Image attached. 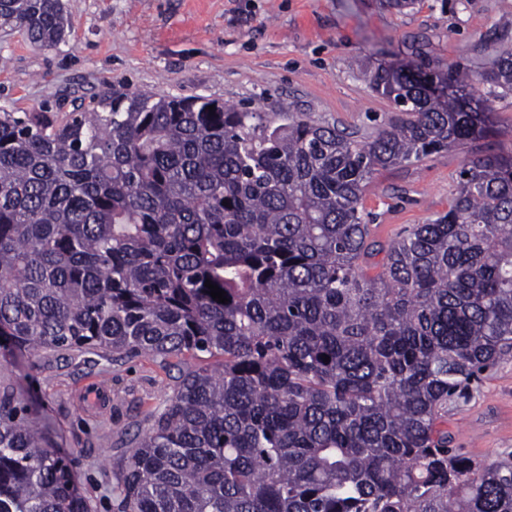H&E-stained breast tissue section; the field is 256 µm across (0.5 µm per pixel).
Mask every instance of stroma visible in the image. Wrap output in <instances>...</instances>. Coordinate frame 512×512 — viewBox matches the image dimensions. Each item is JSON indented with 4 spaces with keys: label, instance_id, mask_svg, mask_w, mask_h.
<instances>
[{
    "label": "stroma",
    "instance_id": "35a3bbf8",
    "mask_svg": "<svg viewBox=\"0 0 512 512\" xmlns=\"http://www.w3.org/2000/svg\"><path fill=\"white\" fill-rule=\"evenodd\" d=\"M65 44L40 50L0 26V110L57 114L115 90L206 95L277 119L281 103L361 137L395 110L370 76L383 62L473 74L512 49V0H62ZM492 136L380 171L361 215L377 244L445 214L472 152L512 156V92L492 97ZM179 372L150 356L0 346V388L73 460L93 512H112V486L138 428L151 424ZM94 391L100 405L83 394ZM450 446L477 462L512 461V354L448 407Z\"/></svg>",
    "mask_w": 512,
    "mask_h": 512
}]
</instances>
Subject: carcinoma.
Listing matches in <instances>:
<instances>
[{"label": "carcinoma", "mask_w": 512, "mask_h": 512, "mask_svg": "<svg viewBox=\"0 0 512 512\" xmlns=\"http://www.w3.org/2000/svg\"><path fill=\"white\" fill-rule=\"evenodd\" d=\"M0 22L66 42L62 0H0ZM480 80L512 91V53ZM472 85L380 67L398 112L363 139L204 95L0 112V338L219 358L179 370L114 512H512V463L448 448V404L512 353V159L471 154L448 213L380 248L360 214L379 171L489 133ZM89 509L0 392V512Z\"/></svg>", "instance_id": "cac0c4a2"}]
</instances>
